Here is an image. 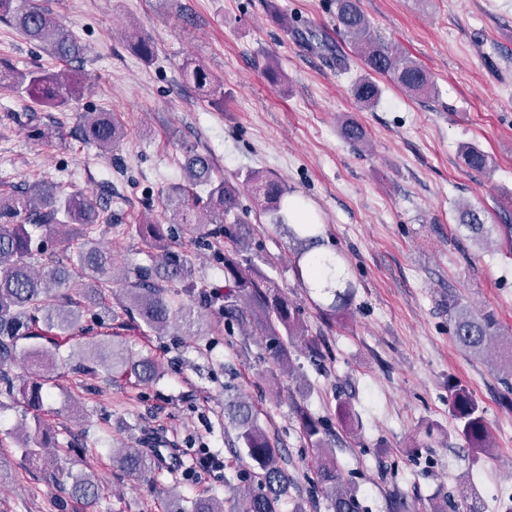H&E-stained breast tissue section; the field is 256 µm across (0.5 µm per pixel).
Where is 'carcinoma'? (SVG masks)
I'll use <instances>...</instances> for the list:
<instances>
[{
	"label": "carcinoma",
	"mask_w": 512,
	"mask_h": 512,
	"mask_svg": "<svg viewBox=\"0 0 512 512\" xmlns=\"http://www.w3.org/2000/svg\"><path fill=\"white\" fill-rule=\"evenodd\" d=\"M339 30L359 51L367 74L351 87L357 103L370 106L379 100L381 91L372 80L374 74H389L407 93L429 97L434 83L426 70L416 61L406 58L383 42L371 29L370 22L359 5V0H334ZM0 21L13 25L27 40L49 50L57 59L73 63L81 59L83 48L71 37L51 13L36 0H0ZM130 47L143 59L155 55L154 41L139 34L130 35ZM184 75L193 82L202 96L214 103L224 102V95L209 70L201 64L185 65ZM0 83H6L37 103L51 108H65L75 90V80L68 71L0 70ZM82 132L86 140L108 151L123 136L121 127L109 112H87L83 115ZM344 140L353 146L364 143L363 130L354 122L341 128ZM185 171L188 184L206 190V196L191 195L186 187L174 186L169 199L182 211L186 231L196 234L206 224H215L224 234V324L243 332L256 331L265 340L278 368L292 367L290 345L304 336V330L288 304V298L264 274L261 264L266 262L250 247L251 225L241 219L226 223V217L240 209L241 191L224 180H214V171L208 156L192 148L185 149ZM464 164L477 171L489 167L490 159L482 151L467 148L462 153ZM247 191L261 201L262 210L276 227L285 225L281 202L285 188L277 179L255 172L246 180ZM99 208L86 194L66 192L56 186L34 184L22 189L13 188L0 193V381L10 382V369L21 361L39 367L57 368L72 360L60 352L59 336H70L81 330V307L84 303L103 306L105 285H121L120 293L126 308L135 311L143 326L150 332H161L176 322L188 324L194 319V310L179 303L177 296L168 293L156 282L158 269L136 266L118 269L111 255L104 249L101 235L105 228L98 223ZM460 224L476 241L486 233L484 212L472 205L465 206L459 216ZM313 224H301L299 229L288 228L289 236L304 245L307 252L316 247L319 236ZM137 234L150 240L159 249L161 269L173 283L190 280L192 270L187 257L171 249L162 225L145 222L136 226ZM54 235L63 244L62 254L76 253L77 269L85 275L88 284L79 289L78 298L65 292L73 271L61 257H48L46 273H35L33 262L43 255L42 238ZM315 271L326 276L323 290L334 294L335 302L346 294L336 290L343 281L340 260L323 257L315 264ZM448 319L457 345L471 355H480L486 343L502 335L499 321L492 312L477 313L470 309L464 297L448 292ZM47 338L45 344L22 346L23 340ZM102 368L112 374L133 376L151 381L159 376L155 362L142 358L130 362L120 345L103 342L90 348L78 362V369L94 371ZM494 370L502 383L512 388V338L504 353L497 358ZM45 382H25L21 386L23 398L32 412L34 425L23 429L22 447L25 455L34 458L46 447L47 436L40 411L44 406ZM451 409L458 420L461 433L471 448H487L491 443L490 429L483 409L466 388L454 380L448 381ZM225 417L238 429V440L246 448L254 463L256 485L235 499L230 507L217 497H203L182 504L165 491L168 512H280L281 498L288 493V477L280 465L276 445L258 424L254 404L240 394L224 399ZM302 433L313 448L326 447V432L322 423L307 410L297 407ZM112 461L127 475L144 478L152 471L151 459L137 448L112 450ZM318 479L327 493L330 512H364L357 492L346 486L341 478L336 459L322 455L317 468ZM71 495L96 502L101 496L99 484L83 475L72 478Z\"/></svg>",
	"instance_id": "carcinoma-1"
}]
</instances>
